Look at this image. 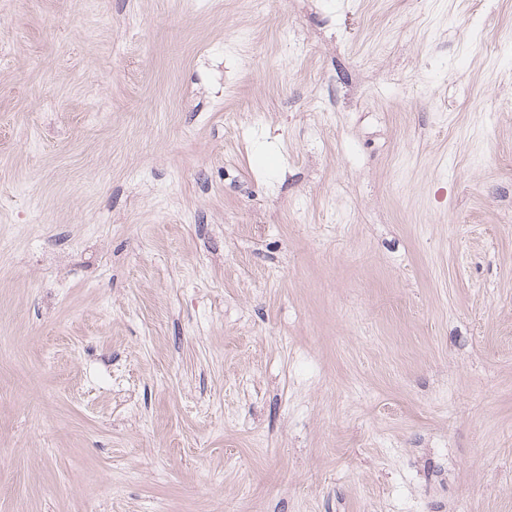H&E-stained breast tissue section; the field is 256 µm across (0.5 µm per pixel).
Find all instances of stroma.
<instances>
[{
    "label": "stroma",
    "instance_id": "stroma-1",
    "mask_svg": "<svg viewBox=\"0 0 512 512\" xmlns=\"http://www.w3.org/2000/svg\"><path fill=\"white\" fill-rule=\"evenodd\" d=\"M0 512H512V0H0Z\"/></svg>",
    "mask_w": 512,
    "mask_h": 512
}]
</instances>
